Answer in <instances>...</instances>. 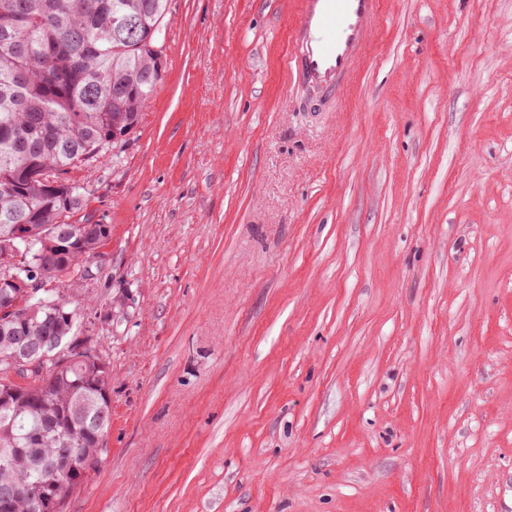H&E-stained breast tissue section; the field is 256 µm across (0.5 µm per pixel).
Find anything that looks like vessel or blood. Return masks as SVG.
I'll return each mask as SVG.
<instances>
[{"label":"vessel or blood","mask_w":512,"mask_h":512,"mask_svg":"<svg viewBox=\"0 0 512 512\" xmlns=\"http://www.w3.org/2000/svg\"><path fill=\"white\" fill-rule=\"evenodd\" d=\"M380 15V0H297L283 69L310 98H336L353 80Z\"/></svg>","instance_id":"vessel-or-blood-1"}]
</instances>
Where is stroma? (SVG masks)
I'll return each mask as SVG.
<instances>
[{"mask_svg": "<svg viewBox=\"0 0 512 512\" xmlns=\"http://www.w3.org/2000/svg\"><path fill=\"white\" fill-rule=\"evenodd\" d=\"M296 0H170L166 71L77 171L63 281L109 367L64 512H512V0H380L303 109Z\"/></svg>", "mask_w": 512, "mask_h": 512, "instance_id": "1", "label": "stroma"}]
</instances>
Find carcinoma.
Segmentation results:
<instances>
[{
    "label": "carcinoma",
    "mask_w": 512,
    "mask_h": 512,
    "mask_svg": "<svg viewBox=\"0 0 512 512\" xmlns=\"http://www.w3.org/2000/svg\"><path fill=\"white\" fill-rule=\"evenodd\" d=\"M168 0H0V226L26 224L25 259L0 266V280L41 268L46 283L81 280L109 233L85 214L86 190L73 176L107 153L138 124L165 64L158 37ZM145 26L131 36L116 19ZM54 178L59 191L49 190ZM52 228L67 230L71 249L44 250ZM22 302L29 315H0V449L15 452L0 466V512H63L106 451L112 414L107 363L64 354L31 368L11 361V337L73 336L77 309L55 289ZM67 448L80 451L78 471L56 477L47 503L28 488Z\"/></svg>",
    "instance_id": "cac0c4a2"
}]
</instances>
